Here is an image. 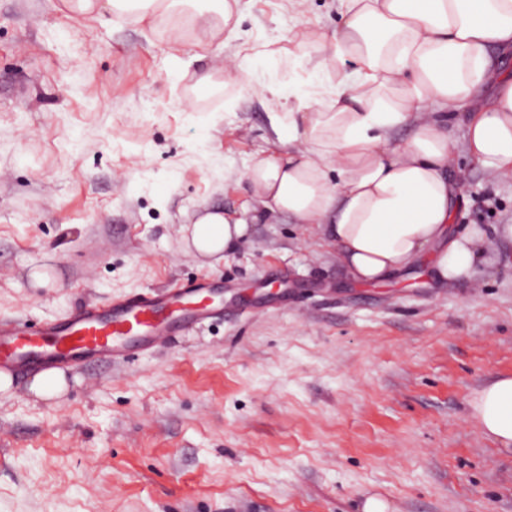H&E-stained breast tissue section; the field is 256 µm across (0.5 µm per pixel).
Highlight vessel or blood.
<instances>
[{"mask_svg": "<svg viewBox=\"0 0 512 512\" xmlns=\"http://www.w3.org/2000/svg\"><path fill=\"white\" fill-rule=\"evenodd\" d=\"M212 289L197 283L163 294L146 293L107 308L89 306L36 334L0 321V372L31 367H77L92 360L124 361L132 352L169 342L218 314Z\"/></svg>", "mask_w": 512, "mask_h": 512, "instance_id": "b4317fda", "label": "vessel or blood"}]
</instances>
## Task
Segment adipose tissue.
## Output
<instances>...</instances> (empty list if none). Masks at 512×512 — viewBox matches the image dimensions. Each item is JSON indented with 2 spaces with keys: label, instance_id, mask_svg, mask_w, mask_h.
Masks as SVG:
<instances>
[{
  "label": "adipose tissue",
  "instance_id": "obj_1",
  "mask_svg": "<svg viewBox=\"0 0 512 512\" xmlns=\"http://www.w3.org/2000/svg\"><path fill=\"white\" fill-rule=\"evenodd\" d=\"M94 20L163 23L175 44L211 45L239 34V0H63ZM343 22L303 85H260L235 55L197 79L224 76L238 96L264 88L284 149L244 174L258 217L323 226L348 275L380 283L431 256L442 282L491 265L493 242L476 225L452 227L459 204L448 118L475 98L464 126L467 155L490 180L512 178V74H494L492 49H512V0H340ZM414 122L410 139L393 133ZM247 222L202 209L184 226L187 250L220 258ZM482 433L512 447V377L471 402Z\"/></svg>",
  "mask_w": 512,
  "mask_h": 512
}]
</instances>
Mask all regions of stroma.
<instances>
[{
	"instance_id": "stroma-1",
	"label": "stroma",
	"mask_w": 512,
	"mask_h": 512,
	"mask_svg": "<svg viewBox=\"0 0 512 512\" xmlns=\"http://www.w3.org/2000/svg\"><path fill=\"white\" fill-rule=\"evenodd\" d=\"M337 0H240L241 37L289 70L294 34L330 33ZM164 27L73 16L61 0H0V321L34 326L79 308L206 278L224 315L124 364L67 375L57 400L30 376L0 396V512H512V449L470 419L512 375V180L490 182L448 123L461 198L499 260L444 284L428 266L353 282L313 225L251 223L243 175L277 148L262 95L195 87ZM250 225L221 261L181 246L202 205ZM53 266L58 287L29 285Z\"/></svg>"
}]
</instances>
